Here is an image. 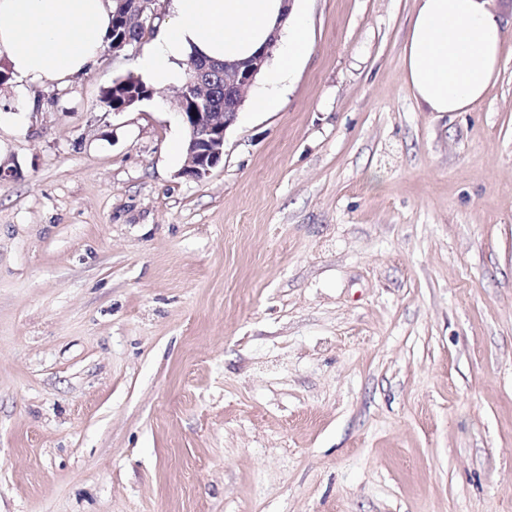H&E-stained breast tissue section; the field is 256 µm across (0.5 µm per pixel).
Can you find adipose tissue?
<instances>
[{"label":"adipose tissue","instance_id":"1","mask_svg":"<svg viewBox=\"0 0 512 512\" xmlns=\"http://www.w3.org/2000/svg\"><path fill=\"white\" fill-rule=\"evenodd\" d=\"M111 26L112 0H0V57L18 79L66 83L87 73ZM307 29L306 16L284 0H171L139 68L150 84L165 87L181 80L189 56L245 60L276 31V66L252 100L254 111L271 112L308 49ZM502 43V23L489 0H416L405 78L429 111H468L496 81Z\"/></svg>","mask_w":512,"mask_h":512}]
</instances>
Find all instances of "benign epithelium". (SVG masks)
<instances>
[{
	"label": "benign epithelium",
	"mask_w": 512,
	"mask_h": 512,
	"mask_svg": "<svg viewBox=\"0 0 512 512\" xmlns=\"http://www.w3.org/2000/svg\"><path fill=\"white\" fill-rule=\"evenodd\" d=\"M159 2L138 0L132 6L129 0H113L112 26L115 27V35L112 51L119 52L135 44L132 32L137 25L157 17ZM277 40L278 34L272 33L265 51L246 62L224 61L217 64L223 78L221 90L224 93V106L218 112L212 111V101L216 98L211 93L213 87L203 77V71L197 69V64L190 63L191 72L195 75L193 83L185 84L174 96L176 115L186 133L185 160L179 175L202 179L221 164L226 132L235 122L248 88L263 69ZM112 96L119 98V102L112 104V112L121 113L151 99L153 91L149 88L143 92L115 89Z\"/></svg>",
	"instance_id": "benign-epithelium-1"
}]
</instances>
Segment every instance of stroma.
Returning <instances> with one entry per match:
<instances>
[{"mask_svg": "<svg viewBox=\"0 0 512 512\" xmlns=\"http://www.w3.org/2000/svg\"><path fill=\"white\" fill-rule=\"evenodd\" d=\"M293 7L279 108L201 180L174 87L101 102L155 34L0 86V512H512V0L451 113L415 0ZM118 84L112 86L107 90L104 98V103L106 106L110 105L112 102V96L119 98L118 103L112 104V112L114 113H121L125 112L129 109H132L136 106H138L140 103H142L145 100H150L153 97V91L150 88H145V92H136L134 90L126 88L127 90H117Z\"/></svg>", "mask_w": 512, "mask_h": 512, "instance_id": "35a3bbf8", "label": "stroma"}]
</instances>
